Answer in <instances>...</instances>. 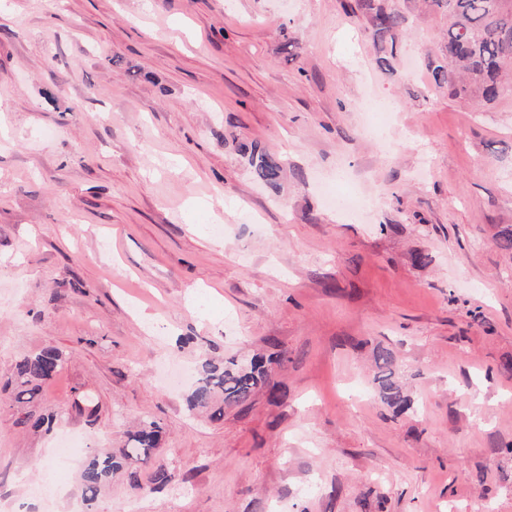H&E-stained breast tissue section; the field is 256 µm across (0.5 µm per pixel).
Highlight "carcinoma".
Returning <instances> with one entry per match:
<instances>
[{
	"label": "carcinoma",
	"instance_id": "1",
	"mask_svg": "<svg viewBox=\"0 0 512 512\" xmlns=\"http://www.w3.org/2000/svg\"><path fill=\"white\" fill-rule=\"evenodd\" d=\"M431 5L448 11V31L441 58L429 63L435 83L448 86L457 98L476 99L484 104L496 102L512 89V0H431ZM375 32L395 39L402 16L391 8L363 0ZM256 176L274 183L279 176L278 162L258 146H242ZM63 354L56 348H43L23 356L16 365L11 385L17 408L15 425L39 431L52 424L53 417L35 413L40 388L62 368ZM276 359L256 358L250 366L234 360H203L193 373L194 388L190 409L205 411L212 420L224 417V406H239L250 401L256 389L268 384ZM395 359L388 350L375 358V382L387 403L400 411L412 408V402L394 379ZM162 429L155 421L145 420L131 432L124 447L115 451L101 449L91 453L80 473L79 489L83 503L92 508L112 479L124 471L132 489L139 492L161 490L172 480V473L159 464L148 482L141 480L137 465L159 449Z\"/></svg>",
	"mask_w": 512,
	"mask_h": 512
}]
</instances>
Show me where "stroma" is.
<instances>
[{
  "label": "stroma",
  "instance_id": "35a3bbf8",
  "mask_svg": "<svg viewBox=\"0 0 512 512\" xmlns=\"http://www.w3.org/2000/svg\"><path fill=\"white\" fill-rule=\"evenodd\" d=\"M387 2L405 18L391 49L356 0H0L16 512H84L90 450L148 419L172 485L114 480L93 512H512V255L494 240L512 225V92L449 96L428 69L447 15ZM351 185L364 215L326 200ZM46 346L64 354L38 402L53 423L29 432L5 384ZM382 348L409 412L373 382ZM205 355L282 365L212 421L187 402ZM66 433L86 446L53 462ZM241 150L243 154H248L249 163L260 180L267 183L277 181L280 166L275 159L262 152L257 145H251L250 147L244 145Z\"/></svg>",
  "mask_w": 512,
  "mask_h": 512
}]
</instances>
